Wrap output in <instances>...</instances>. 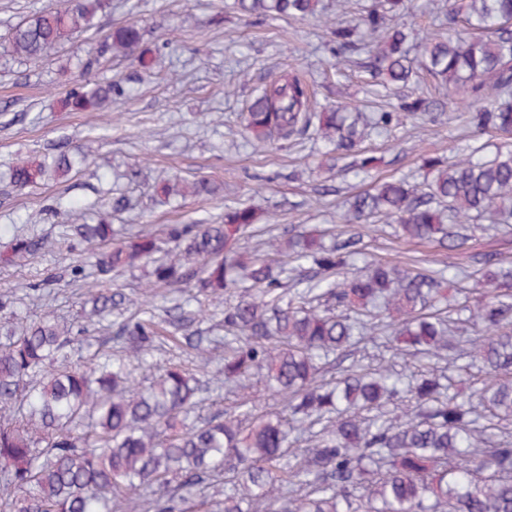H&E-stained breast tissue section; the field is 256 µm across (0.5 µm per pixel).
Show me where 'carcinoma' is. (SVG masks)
Listing matches in <instances>:
<instances>
[{"label":"carcinoma","mask_w":512,"mask_h":512,"mask_svg":"<svg viewBox=\"0 0 512 512\" xmlns=\"http://www.w3.org/2000/svg\"><path fill=\"white\" fill-rule=\"evenodd\" d=\"M403 0H375L366 14L328 16L322 0H232L242 15L319 17L336 45L337 63L362 51L387 86L412 75L406 34L387 26ZM108 0H60L11 29L3 54L37 59L94 25ZM453 24L478 32L438 36L420 46L421 65L457 100L469 104L466 125L512 134V0H445ZM144 33L135 24L113 29L101 46L147 68ZM110 82L76 86L64 99L79 111L116 101ZM444 104L423 94L393 111L364 118L338 106L317 111L308 86L284 71L249 105L243 137L255 149L297 140L314 131L332 154L353 158L368 174L375 157L363 143L373 130L434 117ZM480 148L449 160H422V185L404 178L376 183L349 199L346 223L378 220L397 225L400 240L434 244L448 257L466 254L481 265L484 292L477 304H459L448 288L450 261L426 268L420 260L355 267L361 236L325 245L313 229L288 230L244 245L256 214L224 207L220 224H168L160 232L140 224L106 246L112 224L103 215L71 224L60 239L16 234L8 261L22 264L57 245H84L72 282L92 280L89 319L107 320L127 309L116 278L140 271L150 288H197L198 316L213 307L224 315L206 330L169 336L180 311L159 320L146 308L124 318L112 354L87 361L71 353L83 325L46 314L17 326L14 298L0 294V491L3 512H189L196 488L229 467L212 512H512V442L488 430L512 423V267L470 253L467 223L486 216L512 219V144L489 159ZM73 159L23 158L10 183L25 189L46 174L66 176ZM206 180H167L155 194L168 199L206 193ZM391 336L400 355H422L432 366L411 381L394 369L355 363L336 382L319 379L318 360L366 338ZM194 352L202 379L178 364L158 365L151 384L135 383L140 356L164 343ZM224 350L212 376L213 355ZM466 359L480 365V386L465 396L447 371ZM282 397L279 412L253 413L242 401L203 419L197 409L213 386L250 388L253 378ZM481 405L487 415L478 413ZM306 440L308 447L294 444Z\"/></svg>","instance_id":"cac0c4a2"}]
</instances>
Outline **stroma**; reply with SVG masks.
I'll list each match as a JSON object with an SVG mask.
<instances>
[{
  "label": "stroma",
  "mask_w": 512,
  "mask_h": 512,
  "mask_svg": "<svg viewBox=\"0 0 512 512\" xmlns=\"http://www.w3.org/2000/svg\"><path fill=\"white\" fill-rule=\"evenodd\" d=\"M228 2L111 0L92 30L47 55L22 63L0 57V294H15L17 321L48 311L68 323L84 319L85 291L70 280L72 256L52 249L26 267L7 261L18 227L58 238L65 218L48 210L57 202L78 205L91 218L112 196L124 195L127 210L110 217L119 232L131 224L158 230L167 224H218L225 205L233 203L260 213L261 231L271 225L348 231L342 219L346 200L352 191L366 189V182L350 172L322 168V145L312 134L254 150L241 135V112L263 84L284 70L296 72L321 107L365 100L394 105L405 95L432 92L431 79L423 74L399 89H371L372 78L362 65L336 72L320 19L258 20L231 12ZM439 2L406 0L394 22L420 39L447 29ZM128 23L146 31L150 72L121 56L94 54L113 28ZM89 79L122 83L128 94L92 112L66 109L62 100L68 89ZM459 113V105L451 104L436 123L417 128L407 121L372 135L366 145L378 159L376 177L406 175L422 182L420 155L451 154L456 136L464 132ZM58 148L83 149L87 160L60 180L23 190L9 185L7 173L17 158ZM174 173L190 181H215L222 195L160 203L152 187ZM489 224L486 218L471 221L474 251L512 263V223L497 232ZM356 230L370 258L441 255L432 245L395 242L386 224L363 223ZM49 274L55 282L48 302L25 298L23 283Z\"/></svg>",
  "instance_id": "35a3bbf8"
}]
</instances>
